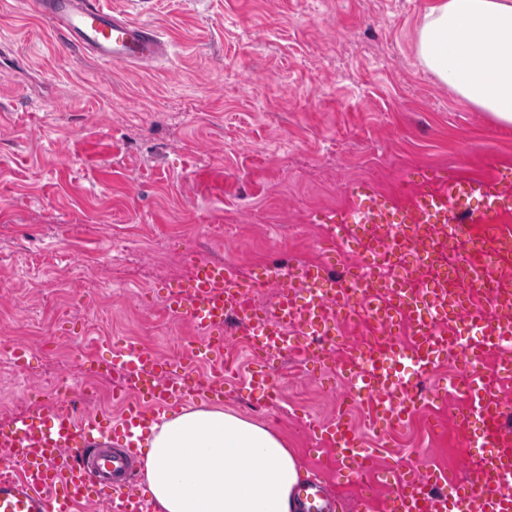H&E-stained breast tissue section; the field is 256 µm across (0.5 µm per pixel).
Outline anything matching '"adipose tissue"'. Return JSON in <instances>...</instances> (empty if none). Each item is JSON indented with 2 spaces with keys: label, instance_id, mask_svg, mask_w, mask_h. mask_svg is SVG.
<instances>
[{
  "label": "adipose tissue",
  "instance_id": "adipose-tissue-1",
  "mask_svg": "<svg viewBox=\"0 0 512 512\" xmlns=\"http://www.w3.org/2000/svg\"><path fill=\"white\" fill-rule=\"evenodd\" d=\"M420 65L463 100L512 126V0H441L418 34ZM145 480L160 512H295L305 470L264 424L183 407L152 424Z\"/></svg>",
  "mask_w": 512,
  "mask_h": 512
}]
</instances>
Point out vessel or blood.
Masks as SVG:
<instances>
[{
    "instance_id": "obj_1",
    "label": "vessel or blood",
    "mask_w": 512,
    "mask_h": 512,
    "mask_svg": "<svg viewBox=\"0 0 512 512\" xmlns=\"http://www.w3.org/2000/svg\"><path fill=\"white\" fill-rule=\"evenodd\" d=\"M30 7L59 32L62 51L88 54L102 66L150 68L168 53L154 24L111 10L101 0H31ZM419 177L420 193L410 208L389 206L364 183L355 190L358 203L346 215L322 216L332 248H344L351 239L368 245L342 279L331 278L327 260L298 264L284 274L266 269L255 276L229 263L191 260L186 289L171 292L166 305L194 327L204 346L202 358L214 364V371L204 377L193 366L127 343L112 363L120 381L113 398L125 407L121 424L109 427L96 417L79 419L53 405L26 411L12 429H0V512H77L95 495L106 498L112 512H150V500L132 478L138 454L134 431L147 429L187 399L222 397L225 312L239 313L244 336L267 359L286 352L306 360L311 343L336 333L335 324L324 318L329 310L369 317L388 337L385 346L357 348L344 366L349 389L367 400L374 425L393 427L416 415L422 407L416 382L448 351L464 359L466 371L438 383L432 396L443 404L452 395L465 400L463 423L485 425L482 435L468 442L467 463L475 473L494 475L501 483L497 493H478L475 484L452 483L443 474L431 480L402 477L393 486L388 512H512V455L495 449L497 433L489 426L497 414L494 380L480 366L489 353L512 365V320L500 315L497 303L476 306L465 319L478 327L480 336L465 338L448 306L468 302V280L451 279L441 290L412 285L429 264L423 246L429 225H445L449 236H456L468 221L458 208L465 194L480 197L493 210L512 205V170L490 181L466 183L444 170H424ZM270 281L280 283L282 290L268 315L253 307L249 297ZM400 328L413 336L410 353L393 340ZM319 431L328 434L341 474L355 481L369 475L375 451L364 446L344 415L320 425ZM298 495L299 512H333L322 484L307 483Z\"/></svg>"
}]
</instances>
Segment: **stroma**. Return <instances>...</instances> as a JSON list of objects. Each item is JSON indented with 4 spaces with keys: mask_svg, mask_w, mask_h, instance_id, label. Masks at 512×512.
<instances>
[{
    "mask_svg": "<svg viewBox=\"0 0 512 512\" xmlns=\"http://www.w3.org/2000/svg\"><path fill=\"white\" fill-rule=\"evenodd\" d=\"M438 0H105L158 25L169 56L105 69L61 51L25 0H0V426L50 405L59 377L135 340L191 352L193 326L165 298L195 253L257 271L264 255L324 260L315 217L351 187L399 199L420 168L463 179L512 169V128L420 67L418 31ZM25 349L22 362L7 346ZM216 405L287 439L335 512H385L387 476H429L447 440L420 411L366 429L333 363L267 364L243 342ZM283 380L256 401L249 372ZM345 413L379 448L373 491L340 475L310 424Z\"/></svg>",
    "mask_w": 512,
    "mask_h": 512,
    "instance_id": "1",
    "label": "stroma"
}]
</instances>
